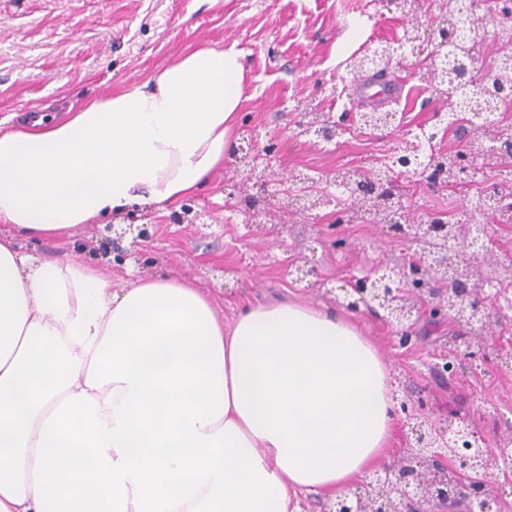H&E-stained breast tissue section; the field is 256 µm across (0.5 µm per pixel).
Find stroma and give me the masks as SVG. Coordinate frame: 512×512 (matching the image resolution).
I'll use <instances>...</instances> for the list:
<instances>
[{
	"instance_id": "obj_1",
	"label": "stroma",
	"mask_w": 512,
	"mask_h": 512,
	"mask_svg": "<svg viewBox=\"0 0 512 512\" xmlns=\"http://www.w3.org/2000/svg\"><path fill=\"white\" fill-rule=\"evenodd\" d=\"M404 22L380 0H0V119L20 123L24 107L76 111L86 102L140 84L196 46L235 48L244 56L247 99L239 111L234 143L244 131L259 144L274 141L266 157L281 177L303 172L326 176L340 168L371 174L399 151L405 129L394 133L353 128L331 145L299 136L304 104L326 112L356 111L344 62L368 41L402 37ZM429 56L408 59L394 75L409 100L407 127L432 125L442 102L427 90ZM343 88L333 97L332 87ZM512 178V164L480 171L472 183L429 187L403 178L399 189L410 218L427 212L468 209L479 183ZM232 166L216 170L191 200L196 226L176 222L172 212L153 210V240L140 253L115 263L103 247L102 222L91 221L56 239L17 235L20 251L37 257L71 255L96 267L119 285L165 272L204 288L219 319L232 322L243 304L282 298L319 309L334 303L316 287L282 274L285 262L315 266L329 287L372 267L405 262L412 246L384 224L339 223L336 214L293 218L282 230L253 232L224 193L235 180ZM352 321L378 350L401 399L424 397L438 416L468 424L482 441L497 447L512 423V371L498 370V351L512 348V320H500L496 335L476 340L475 356L457 374L440 364L456 336L468 327L420 319L405 348L392 345L391 327L362 311Z\"/></svg>"
}]
</instances>
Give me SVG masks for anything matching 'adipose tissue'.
<instances>
[{"mask_svg":"<svg viewBox=\"0 0 512 512\" xmlns=\"http://www.w3.org/2000/svg\"><path fill=\"white\" fill-rule=\"evenodd\" d=\"M244 80L241 52L196 47L64 121L0 120V223L48 239L177 203L223 164ZM388 376L335 311L226 324L193 284L117 289L0 234V512H300L379 459Z\"/></svg>","mask_w":512,"mask_h":512,"instance_id":"obj_1","label":"adipose tissue"}]
</instances>
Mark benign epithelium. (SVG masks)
I'll return each instance as SVG.
<instances>
[{"instance_id":"1","label":"benign epithelium","mask_w":512,"mask_h":512,"mask_svg":"<svg viewBox=\"0 0 512 512\" xmlns=\"http://www.w3.org/2000/svg\"><path fill=\"white\" fill-rule=\"evenodd\" d=\"M422 53L417 19H408L401 40L373 42L364 50L362 72L370 73L382 68L394 56L399 59L418 57ZM475 60L467 62L453 53L444 54L432 65L433 81L448 79L463 86L474 98L484 95L490 84L488 74L482 82L473 80ZM348 113L325 124L308 127V133L317 141L330 143L343 134ZM397 114L369 110L359 113L361 125L374 130L395 126ZM498 162L512 158L511 152L496 143L482 144L478 156L466 155L462 159L461 178L467 181L476 172V160ZM409 150L389 158L381 168L382 177L374 182L358 174H350L354 194L374 198L386 196L390 210H402V197L396 191V176L418 175L408 162ZM235 165L246 167L244 181L256 187L257 192L244 197V212L253 223L265 219L273 222L276 214L288 213V202L305 204L301 214L315 219L324 210L342 213L333 199L321 196L318 189L296 193L285 187L282 180L260 167L256 140L249 139L247 148H238ZM512 200L511 194L497 189V183L485 184L479 204L492 205L503 211ZM156 225L146 214L131 217L130 223L117 228L106 225L105 231L115 239L131 238V245L139 247L151 240ZM395 234L403 239L415 240L423 236H436L440 246L434 250L414 252L403 265L392 268L376 266L361 276L348 280L341 287L339 304L348 311H372L395 329L398 343L406 345L412 339L413 329L421 316L418 300L431 298L430 311L439 318H448L472 328L484 330L491 324L493 314L500 316L512 309V297L501 288V280L512 279V260L504 264L496 257L493 239L485 224H463L454 227L438 215L426 224H393ZM404 425L410 431L411 452L396 467L370 481L356 485L329 500L324 512H448V501L467 498V512H501V500L488 488V450L467 427L453 419L436 420L424 405L418 402H400Z\"/></svg>"}]
</instances>
